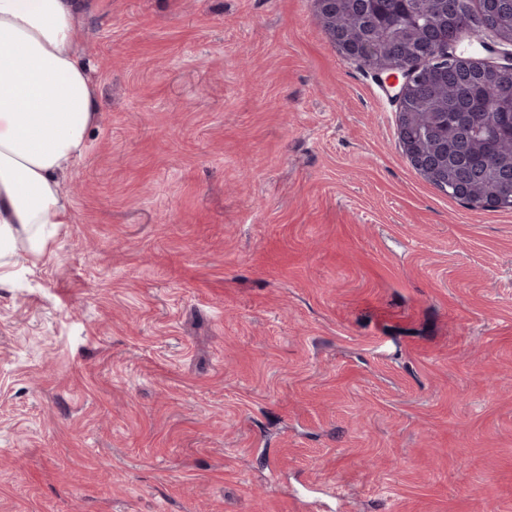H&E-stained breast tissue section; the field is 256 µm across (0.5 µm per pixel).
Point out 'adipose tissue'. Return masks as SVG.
Returning a JSON list of instances; mask_svg holds the SVG:
<instances>
[{"label": "adipose tissue", "mask_w": 512, "mask_h": 512, "mask_svg": "<svg viewBox=\"0 0 512 512\" xmlns=\"http://www.w3.org/2000/svg\"><path fill=\"white\" fill-rule=\"evenodd\" d=\"M79 0H0V285L71 221L62 176L98 119Z\"/></svg>", "instance_id": "obj_1"}]
</instances>
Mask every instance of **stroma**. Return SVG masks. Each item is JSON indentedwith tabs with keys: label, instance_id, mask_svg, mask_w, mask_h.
<instances>
[{
	"label": "stroma",
	"instance_id": "stroma-1",
	"mask_svg": "<svg viewBox=\"0 0 512 512\" xmlns=\"http://www.w3.org/2000/svg\"><path fill=\"white\" fill-rule=\"evenodd\" d=\"M73 221L0 287V512H512V209L409 164L314 0H84Z\"/></svg>",
	"mask_w": 512,
	"mask_h": 512
}]
</instances>
